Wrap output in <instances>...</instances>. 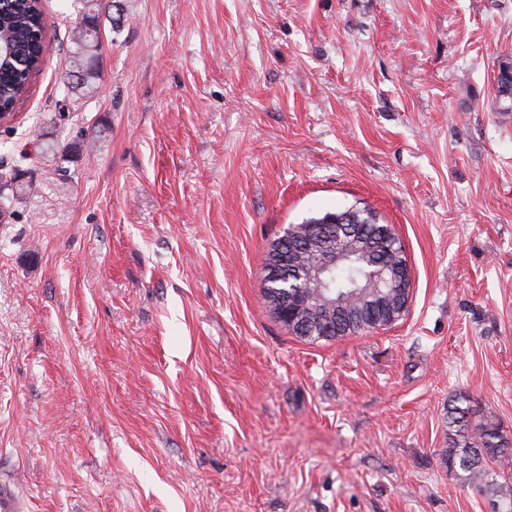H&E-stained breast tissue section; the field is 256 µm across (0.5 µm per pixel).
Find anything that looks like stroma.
Masks as SVG:
<instances>
[{"label":"stroma","mask_w":512,"mask_h":512,"mask_svg":"<svg viewBox=\"0 0 512 512\" xmlns=\"http://www.w3.org/2000/svg\"><path fill=\"white\" fill-rule=\"evenodd\" d=\"M0 178V486L20 512H489L450 474L458 393L512 443V0H75ZM76 146L47 153L45 140ZM352 206L399 235L405 316L310 343L263 258ZM94 2V0H86L82 16L83 22L86 20L94 21V33L90 34L86 29L80 30L79 27L77 31H73L74 34L70 41L71 49L67 60L70 70L68 69L69 72H66L67 81H63V88L61 89L64 97H69L79 91L82 92V95L91 93L94 88L93 81L99 78L95 65L100 57L102 44L99 38L100 15L96 8L98 4ZM72 73L78 75L70 78L73 75Z\"/></svg>","instance_id":"obj_1"}]
</instances>
